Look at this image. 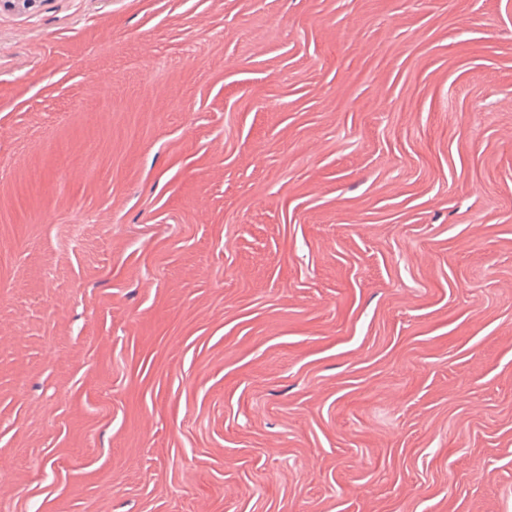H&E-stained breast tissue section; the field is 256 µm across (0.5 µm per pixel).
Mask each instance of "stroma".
Masks as SVG:
<instances>
[{"instance_id":"obj_1","label":"stroma","mask_w":512,"mask_h":512,"mask_svg":"<svg viewBox=\"0 0 512 512\" xmlns=\"http://www.w3.org/2000/svg\"><path fill=\"white\" fill-rule=\"evenodd\" d=\"M0 512H512V0L0 8Z\"/></svg>"}]
</instances>
